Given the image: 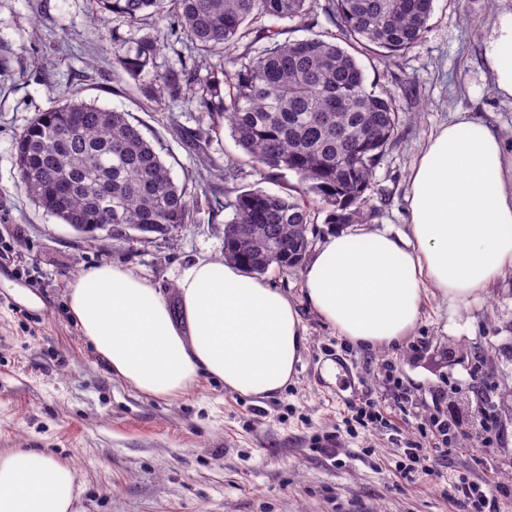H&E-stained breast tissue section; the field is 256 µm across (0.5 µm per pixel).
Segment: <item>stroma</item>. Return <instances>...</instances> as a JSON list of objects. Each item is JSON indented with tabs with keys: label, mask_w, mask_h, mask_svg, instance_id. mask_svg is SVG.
<instances>
[{
	"label": "stroma",
	"mask_w": 512,
	"mask_h": 512,
	"mask_svg": "<svg viewBox=\"0 0 512 512\" xmlns=\"http://www.w3.org/2000/svg\"><path fill=\"white\" fill-rule=\"evenodd\" d=\"M511 13L512 0H434L419 46L390 58L358 55L367 84L413 115L374 171L363 226L405 231L410 169L456 111L512 138V102L493 92L484 57L488 36ZM95 14L94 0H0V451L70 460L79 512H461L448 495L461 477L485 483L500 512H512V420L493 401L512 387V269L470 304L428 298L413 336L370 350L309 306L305 265L273 266L263 280L296 304L307 336L281 393L242 397L203 377L160 400L113 377L70 314V283L95 266L123 267L160 288L182 318L176 282L197 260L223 257L233 212L202 210L173 237L148 242L77 234L18 186L15 140L35 113L76 86L84 101L129 113L175 181L202 196L277 193L299 179L259 171L191 95L157 101L150 78L113 68L128 39L158 41L161 68L189 56L168 18L130 25ZM229 160L241 168L233 181L223 177ZM481 353L488 362L477 372ZM340 359L350 376L337 374ZM368 399L383 420L364 428L350 408ZM452 403L462 436L432 473L402 478L405 443L434 447L433 422ZM330 443L332 460L321 453Z\"/></svg>",
	"instance_id": "obj_1"
}]
</instances>
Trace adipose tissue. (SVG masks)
I'll use <instances>...</instances> for the list:
<instances>
[{
	"instance_id": "1",
	"label": "adipose tissue",
	"mask_w": 512,
	"mask_h": 512,
	"mask_svg": "<svg viewBox=\"0 0 512 512\" xmlns=\"http://www.w3.org/2000/svg\"><path fill=\"white\" fill-rule=\"evenodd\" d=\"M495 94L512 100V14L485 45ZM408 230L341 229L306 269L310 307L338 335L381 347L413 335L422 299L466 303L512 268V151L490 124L460 115L415 162ZM184 324L166 296L131 270L100 265L68 288L82 336L115 378L155 399L201 377L267 398L296 373L305 327L288 296L239 265L201 260L177 281ZM73 465L26 448L0 452V512H77Z\"/></svg>"
}]
</instances>
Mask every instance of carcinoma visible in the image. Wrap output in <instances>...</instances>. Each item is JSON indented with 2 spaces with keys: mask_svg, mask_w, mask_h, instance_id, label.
Returning <instances> with one entry per match:
<instances>
[{
  "mask_svg": "<svg viewBox=\"0 0 512 512\" xmlns=\"http://www.w3.org/2000/svg\"><path fill=\"white\" fill-rule=\"evenodd\" d=\"M98 12L136 23L158 0H97ZM313 0H174L172 33L198 57L215 58L201 80L183 59L155 75L153 97L188 92L224 119L238 146L262 171H292L299 186L240 193L224 225V259L263 274L293 268L309 246L311 210L326 223L351 224L368 206L366 191L406 114L367 88L355 56L319 37L280 40L263 18H303ZM433 0H324L340 39L391 57L423 39ZM243 52L239 44L245 38ZM260 47H255L258 42ZM157 42L141 38L112 65L139 80L155 68ZM231 64L232 69L225 68ZM20 188L39 208L92 234L102 224L172 236L195 221L198 194L174 182L170 168L129 114L87 103L68 89L64 102L39 112L16 141Z\"/></svg>",
  "mask_w": 512,
  "mask_h": 512,
  "instance_id": "cac0c4a2",
  "label": "carcinoma"
}]
</instances>
